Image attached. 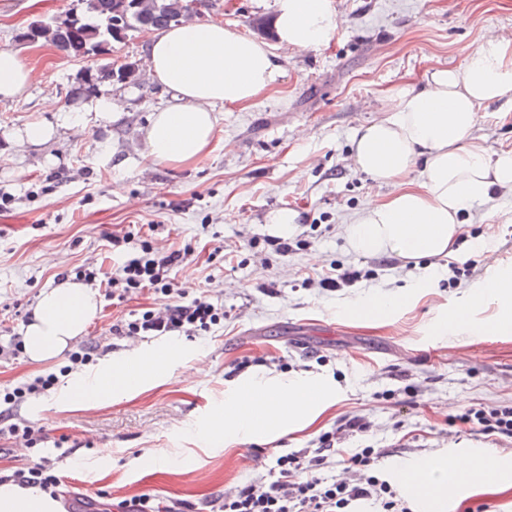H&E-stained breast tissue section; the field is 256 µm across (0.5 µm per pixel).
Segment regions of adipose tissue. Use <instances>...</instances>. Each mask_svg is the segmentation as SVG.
<instances>
[{"instance_id": "obj_1", "label": "adipose tissue", "mask_w": 512, "mask_h": 512, "mask_svg": "<svg viewBox=\"0 0 512 512\" xmlns=\"http://www.w3.org/2000/svg\"><path fill=\"white\" fill-rule=\"evenodd\" d=\"M275 27L280 46L296 51L326 42L338 27L327 0H278ZM148 72L171 94L142 132L141 161L175 168L194 164L211 148L216 105L244 106L278 85L279 57L270 46L225 27L195 22L155 32L145 59ZM30 69L17 53L0 51V100L25 98ZM512 92V37L488 34L471 50L462 69L434 68L424 88L402 85L385 99L381 118L354 136L352 160L358 170L388 186L344 226L349 248L360 255H393L411 260L450 252L464 212L484 205L496 193L512 192V149L490 155L473 135L479 110ZM47 115L14 130L19 143L37 145L58 127L82 124L84 112L113 118L112 97L99 95L84 110L64 112L54 101ZM422 162V181L409 173ZM98 297L87 285L66 281L41 292L23 335V348L35 363L57 359L97 317ZM176 346L155 357H133L108 364L83 378L81 400L124 396L146 386L160 366L178 358ZM336 401V389L316 378L269 377L255 373L224 394L223 410L213 413L200 436L232 444L261 440L315 422ZM398 483H410L419 512L439 505L459 480L503 481L501 463L491 457L433 461L401 468ZM62 503L43 489L0 484V512H61Z\"/></svg>"}]
</instances>
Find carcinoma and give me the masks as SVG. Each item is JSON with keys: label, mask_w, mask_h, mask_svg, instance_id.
I'll return each mask as SVG.
<instances>
[{"label": "carcinoma", "mask_w": 512, "mask_h": 512, "mask_svg": "<svg viewBox=\"0 0 512 512\" xmlns=\"http://www.w3.org/2000/svg\"><path fill=\"white\" fill-rule=\"evenodd\" d=\"M81 14L67 11L49 21L35 20L18 35L34 44H47L64 56L83 60L109 53L112 44L126 41L134 32L162 30L196 19L215 8L214 0H80ZM139 65L110 63L88 68L72 86L73 96H90L104 83H137Z\"/></svg>", "instance_id": "obj_1"}]
</instances>
